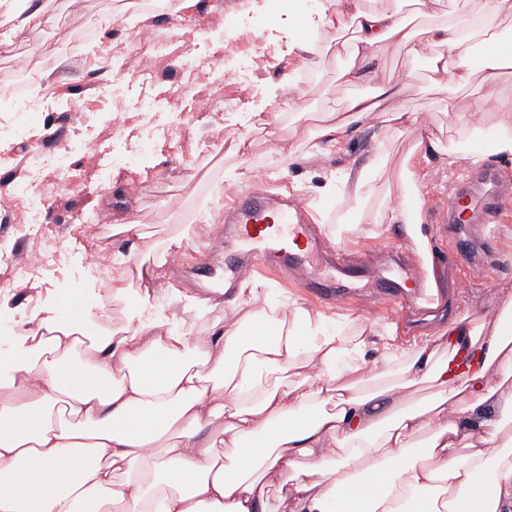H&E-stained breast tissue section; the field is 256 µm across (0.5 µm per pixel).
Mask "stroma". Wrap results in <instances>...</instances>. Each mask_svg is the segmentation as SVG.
Wrapping results in <instances>:
<instances>
[{"label":"stroma","mask_w":512,"mask_h":512,"mask_svg":"<svg viewBox=\"0 0 512 512\" xmlns=\"http://www.w3.org/2000/svg\"><path fill=\"white\" fill-rule=\"evenodd\" d=\"M38 2L45 14L26 29L16 32L11 25L0 23V76L10 73L12 56L32 59L47 89L46 118L35 125L32 135L46 153H57L71 144L74 132L67 122L66 105L76 101L92 112L89 131L102 140L108 155L96 163L70 155L69 177L78 183V190L60 192L55 182L47 183L48 191L57 192L58 205L47 214L46 222L63 240L66 255L24 287L0 295V323L20 324L37 312L62 309L93 323L96 304H104L114 316L123 308L137 307L135 294L110 298V276L81 264L86 243L78 224L96 221L105 213L114 224L190 223L192 239L170 248L165 256L167 265L181 266V275L166 274L150 302L155 309L183 319L192 330L204 328L213 316L195 302L196 259L221 224L230 194L246 191L253 184L249 178L225 182V167L241 163L263 169L272 175V189L300 192L311 202L322 203L326 165L307 158L296 145L314 131L316 114L340 106L349 96L368 92V85L347 87L337 81L335 40L303 35L294 15L285 12L278 0H183L175 10L142 14L141 22L152 25L165 46L161 53H144L145 74L129 77L122 84L113 80L122 60L110 61L99 52L69 48L91 18L108 14L115 19L112 32L98 35V43L112 38L130 40L129 19L124 11L114 9V0ZM220 14L228 22L218 33L211 29L210 20ZM299 39L305 40V49L289 50V43ZM228 53L244 64L232 79L217 64ZM197 96L213 98L224 112L222 129L212 128L209 118L194 115ZM443 96L453 104L446 114L435 109L436 100ZM403 98L407 105L432 113L433 127L454 130L470 121V91L450 87L440 92L417 80L405 89ZM146 99L155 103L148 114L142 109ZM117 102L122 105L123 123L116 132L109 114ZM246 112L269 113L273 119L254 127L244 125L237 117ZM148 127L155 137L150 147L143 141ZM415 140L410 132H378L363 126L352 133L347 158L361 162L375 149L389 152L390 163L377 185L396 196L401 161ZM241 142L246 152L234 153V146ZM289 150L294 151L295 162L279 168L278 152ZM118 153L134 155L135 163H113ZM36 163V157L22 146L0 156V204L13 196L18 181ZM421 171L425 175L424 206L419 222L426 245L440 248L447 261L458 266L456 277L440 269L435 278L441 287L454 289L456 318L491 315L504 285H512V208L496 224L486 253L477 263H470L468 246L453 237L450 226L438 223L436 209L447 204L451 187L468 180L472 166L464 160L449 166L433 153ZM102 174L107 184L99 189L95 183ZM354 217L350 203L341 201L332 220L324 224L325 234L329 241L373 256L370 273H380L410 255L404 225L377 227L364 222L359 232H347L345 225Z\"/></svg>","instance_id":"35a3bbf8"}]
</instances>
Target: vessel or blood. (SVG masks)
<instances>
[{
    "label": "vessel or blood",
    "mask_w": 512,
    "mask_h": 512,
    "mask_svg": "<svg viewBox=\"0 0 512 512\" xmlns=\"http://www.w3.org/2000/svg\"><path fill=\"white\" fill-rule=\"evenodd\" d=\"M449 198L455 205L467 201L469 236L476 248H484V228L495 223L508 200L500 180L478 171L463 193H450ZM296 200V195H281L264 183L233 196L224 212V228L217 231L205 256V287L220 288L229 295L246 280L284 282L295 277L302 288L328 306L348 297L365 305L385 301L403 310L443 308L441 290L428 288L422 276L410 275L409 287L394 292L388 281L380 279L358 285L364 271L359 254L345 247L326 249L323 232L311 222V208L297 205ZM336 277L353 282L347 295L322 288V281Z\"/></svg>",
    "instance_id": "1"
}]
</instances>
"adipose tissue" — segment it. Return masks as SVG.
<instances>
[{"label":"adipose tissue","mask_w":512,"mask_h":512,"mask_svg":"<svg viewBox=\"0 0 512 512\" xmlns=\"http://www.w3.org/2000/svg\"><path fill=\"white\" fill-rule=\"evenodd\" d=\"M410 15L364 0H321L310 32L351 26L336 49L345 84L370 93L324 113L312 158L344 157L354 124L441 139L403 93L484 88L449 164L512 154V53L477 58L473 36L503 42L512 0H410ZM405 50L398 81L370 68ZM388 164L330 169L324 198L362 202ZM364 331L320 311L283 309L241 286L203 332L147 308L86 327L33 316L0 355V512H512V298L478 320L401 345L373 372Z\"/></svg>","instance_id":"ef3b65f1"}]
</instances>
